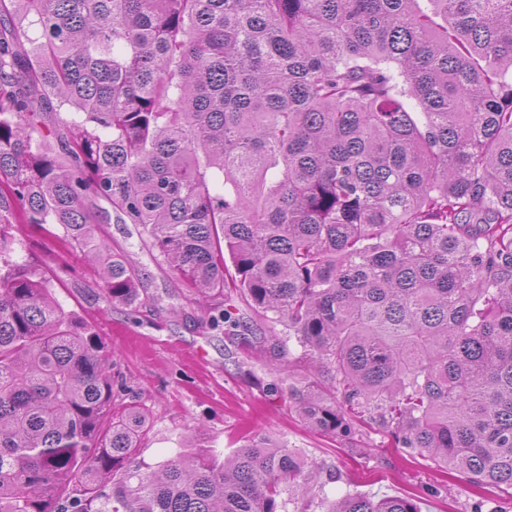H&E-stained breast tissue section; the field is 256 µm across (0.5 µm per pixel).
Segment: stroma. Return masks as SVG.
<instances>
[{
	"mask_svg": "<svg viewBox=\"0 0 512 512\" xmlns=\"http://www.w3.org/2000/svg\"><path fill=\"white\" fill-rule=\"evenodd\" d=\"M113 244L133 256L139 268L141 309L99 299L98 277L81 253L64 242L47 251L45 230L16 225L20 259L55 276L56 296L65 309L93 322L112 350L116 371L128 386L115 393L112 410L121 413L130 393L151 412L147 434L133 462L157 466L176 449L192 445L229 454L245 437L260 433L288 444L317 464V491L329 501L346 495L375 498L416 494L422 512H469L484 499L489 512H512V499L497 489L480 488L469 478L446 472L431 461L411 460L382 431L365 428L354 441L330 439L306 426L288 401L286 388L268 389L278 342H286L288 360L302 349L284 326L263 328L254 350H247L231 326L200 327V311L169 265L154 260L132 224L101 221ZM204 350V362L194 354Z\"/></svg>",
	"mask_w": 512,
	"mask_h": 512,
	"instance_id": "1",
	"label": "stroma"
}]
</instances>
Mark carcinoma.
Masks as SVG:
<instances>
[{
	"label": "carcinoma",
	"instance_id": "cac0c4a2",
	"mask_svg": "<svg viewBox=\"0 0 512 512\" xmlns=\"http://www.w3.org/2000/svg\"><path fill=\"white\" fill-rule=\"evenodd\" d=\"M101 201L209 325L250 324L235 296L288 329L307 426L512 491V0H0V512H311L315 463L261 434L119 467L150 414L112 416L111 351L10 233L59 227L136 306Z\"/></svg>",
	"mask_w": 512,
	"mask_h": 512
}]
</instances>
